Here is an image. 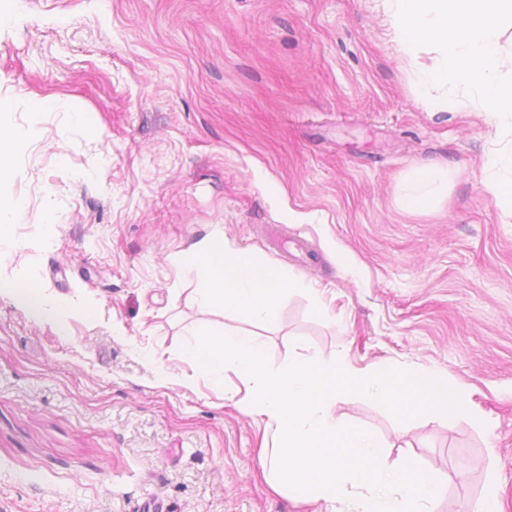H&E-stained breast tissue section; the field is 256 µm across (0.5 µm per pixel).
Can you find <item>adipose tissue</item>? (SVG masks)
Listing matches in <instances>:
<instances>
[{"mask_svg":"<svg viewBox=\"0 0 512 512\" xmlns=\"http://www.w3.org/2000/svg\"><path fill=\"white\" fill-rule=\"evenodd\" d=\"M446 175V168L438 163L412 169L404 181L401 207L410 212L429 209L435 186ZM180 267L196 276L199 286L195 301L202 310L229 312L268 327L278 325L284 295L307 287L306 282L281 267L217 239L200 242L183 252Z\"/></svg>","mask_w":512,"mask_h":512,"instance_id":"adipose-tissue-1","label":"adipose tissue"}]
</instances>
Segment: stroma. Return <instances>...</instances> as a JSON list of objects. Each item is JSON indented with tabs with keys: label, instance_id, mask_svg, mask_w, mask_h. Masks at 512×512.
Segmentation results:
<instances>
[{
	"label": "stroma",
	"instance_id": "stroma-1",
	"mask_svg": "<svg viewBox=\"0 0 512 512\" xmlns=\"http://www.w3.org/2000/svg\"><path fill=\"white\" fill-rule=\"evenodd\" d=\"M0 195L25 211L0 249V512H317L257 476L262 428L180 354L207 327L357 369L438 371L471 416L339 414L464 512L488 480L512 512V215L485 186L482 109L433 110L380 0H0ZM50 98L32 115L29 102ZM83 112L91 126L78 123ZM448 179L401 209L415 166ZM53 214L58 233L46 238ZM221 239L318 288L272 328L198 308L177 258ZM95 304L38 321L16 284ZM330 314L317 316L316 299Z\"/></svg>",
	"mask_w": 512,
	"mask_h": 512
}]
</instances>
